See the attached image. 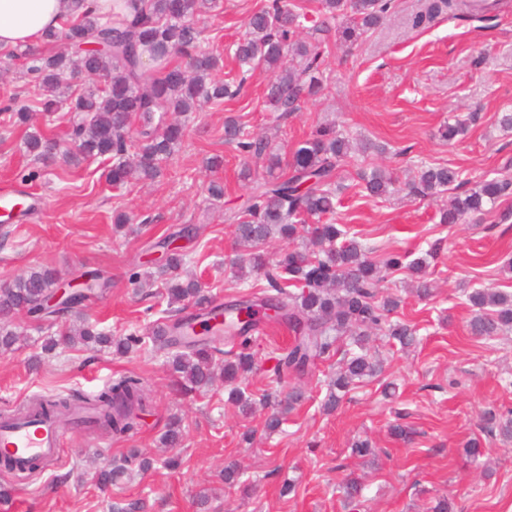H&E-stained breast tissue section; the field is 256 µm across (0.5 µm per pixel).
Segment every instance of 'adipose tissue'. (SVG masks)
<instances>
[{"mask_svg":"<svg viewBox=\"0 0 512 512\" xmlns=\"http://www.w3.org/2000/svg\"><path fill=\"white\" fill-rule=\"evenodd\" d=\"M69 9V0H0V49L37 45Z\"/></svg>","mask_w":512,"mask_h":512,"instance_id":"ef3b65f1","label":"adipose tissue"}]
</instances>
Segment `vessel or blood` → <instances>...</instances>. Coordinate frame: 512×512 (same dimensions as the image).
Masks as SVG:
<instances>
[{"mask_svg": "<svg viewBox=\"0 0 512 512\" xmlns=\"http://www.w3.org/2000/svg\"><path fill=\"white\" fill-rule=\"evenodd\" d=\"M65 432L66 426L63 422L49 417L35 423L2 420L0 456H10L19 469L31 461L57 463L62 455Z\"/></svg>", "mask_w": 512, "mask_h": 512, "instance_id": "b4317fda", "label": "vessel or blood"}]
</instances>
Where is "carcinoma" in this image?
Returning a JSON list of instances; mask_svg holds the SVG:
<instances>
[{
    "label": "carcinoma",
    "mask_w": 512,
    "mask_h": 512,
    "mask_svg": "<svg viewBox=\"0 0 512 512\" xmlns=\"http://www.w3.org/2000/svg\"><path fill=\"white\" fill-rule=\"evenodd\" d=\"M85 0H71V13L59 31L45 34L53 43L64 36L68 50L42 54L32 48H14L0 53V61L19 66L20 74L34 88L28 103L0 107L3 121L13 127H27L24 143L35 163L63 162L78 165L83 160L112 161L106 179L124 186L133 175L153 181L163 173V164L182 146L186 122L181 117L198 112L202 104L221 106L224 99L240 95L244 80H219L224 56L203 45L200 17L219 8L220 0H116L113 18L107 21L83 8ZM393 0H264L248 18L245 36L235 44L233 57L242 73L257 68L272 74L265 103L283 115L300 110L302 103L323 89L325 55L328 45L316 35L331 31V24L347 17L350 24L336 31L340 42L354 43L373 29L390 12ZM464 0H432L427 12L414 17L420 25L444 10L453 13ZM72 115L68 130L77 152H60L52 147L49 132L30 128L29 114L48 115L61 109ZM224 140L233 143L244 158L266 164L268 177L258 181L235 214L234 234L249 247L231 259L239 272L263 277L271 291L263 293L265 305L275 315L267 321L285 322L295 332V342L279 360L285 371L305 372L309 363L330 357L348 336L362 348L368 331L387 330L401 346L417 340V330L390 316L399 306L392 297L379 298L381 284L403 268L418 277L417 293L427 296L429 282L424 270L440 252L435 242L423 257L408 260L405 253L391 252L377 259L373 249L359 242L350 229L335 222L336 178L350 163L353 144L349 137L331 126H320L293 153L288 172L278 173L281 158L271 150L268 138L243 131L234 120L224 124ZM361 189L371 198L382 199L395 191L390 171L375 166L358 173ZM459 172L446 166L425 165L417 178L406 185L409 194L422 199L439 196L455 183ZM512 197L511 178H491L455 196L440 211V223L457 224L465 217L482 220L484 204ZM305 241V247L287 250L275 257L266 246L275 239ZM184 259L181 250H171L157 268L166 316L153 332L154 351H167L170 365L181 387L188 390L208 384L212 378L213 355L222 350L210 345L214 337L231 345L224 360L222 377L229 386L228 399L243 412L252 399L241 387L255 369L252 335L261 319H239L240 303L224 306V325L209 326L215 307L207 306L200 283L177 274ZM84 287L77 289L61 307L48 310L45 301L59 288L55 270L33 269L0 286V351L14 350L17 333L11 320L17 314L38 322L54 321L69 314L81 319L69 330L66 340L88 347H113L127 354L147 344L141 336L115 339L82 318L77 308L102 291L106 283L94 272H85ZM477 311L470 323L476 336H493L512 328V294L496 289H474L467 294ZM196 314H184L188 305ZM382 362L366 353L351 357L336 373L323 404L335 411L343 393L366 377L382 373ZM302 394L293 392L288 401L266 395L273 411L264 421L267 432L280 429L284 415ZM96 409L93 425L125 436L138 426L146 406L141 380L121 376L92 398ZM76 400L55 395L29 402L18 409L36 417H67Z\"/></svg>",
    "instance_id": "obj_1"
}]
</instances>
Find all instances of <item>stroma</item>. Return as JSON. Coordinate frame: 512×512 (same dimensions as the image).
<instances>
[{
	"label": "stroma",
	"mask_w": 512,
	"mask_h": 512,
	"mask_svg": "<svg viewBox=\"0 0 512 512\" xmlns=\"http://www.w3.org/2000/svg\"><path fill=\"white\" fill-rule=\"evenodd\" d=\"M261 0H224L203 18L210 49L225 51L245 30ZM483 17L436 16L414 25L429 0H396L383 24L357 44L331 45L326 85L295 114L277 118L263 102L269 74L253 72L244 97L193 114L180 150L154 184L115 187L100 163H59L32 169L20 131L0 122V190L18 188L41 197L38 209L21 222L0 223V285L33 267L48 266L62 279L95 270L110 286L84 314L115 337L143 335L161 317L166 301L159 286L146 287L147 272L162 260L156 243L186 224L197 228L185 242V269L201 282L214 304L261 293L263 279L234 277L227 264L236 252L234 215L249 196L263 165H245L224 140V121L235 118L246 131L272 137L282 162L319 125L335 123L354 138L383 145L384 154L356 157L339 175L336 220L378 253L425 255L434 240L442 250L427 277L436 284L427 298L411 292L410 272L401 270L384 283L383 293L400 295L396 318L415 324L419 339L405 350L387 336L368 346L385 364L378 377L356 383L341 406L326 413L328 384L357 346L342 340L339 353L310 365L304 376L276 378L277 356L285 354L293 332L285 324L264 321L253 336L256 370L244 386L253 398L265 392L287 397L301 391L302 401L285 416L278 433L263 430V413L245 417L228 402L223 384L188 393L174 389L165 354L143 349L120 355L110 349L59 345L44 352L47 337L59 336L60 322L35 324L16 316L21 334L14 351L0 353V409L32 397L82 392L93 395L124 375L142 379L150 405L138 430L116 438L80 425L68 428L62 460L35 477L17 480L0 473L11 497L0 512H110L112 503H137L139 512H431L436 498L448 497L453 512H512V438L488 432L484 417L512 413V330L475 336L474 315L466 297L474 288L512 293V279L500 264L512 252V199L491 205L483 223L440 224L443 198L412 199L404 192L386 200L364 196L358 168L381 165L404 182L421 164L461 171L469 183L512 176V129L500 119L512 113V0H487ZM478 113L465 135L442 141L444 123ZM221 156L210 169L208 158ZM224 183V205L208 200L210 180ZM131 221L114 232L112 216ZM395 394L384 397L386 384ZM414 429L411 442L396 439V419ZM179 420L180 448L162 447L169 422ZM480 439L482 453L472 459L464 446ZM369 440L374 453L351 456L356 440ZM179 456L172 471L164 458ZM150 458L141 470V458ZM126 460L127 471L108 487L99 471ZM237 463L249 494L225 484L224 467ZM364 483L361 496L344 501L341 485L350 477ZM295 486L285 495L283 483ZM212 490L206 507L198 494Z\"/></svg>",
	"instance_id": "35a3bbf8"
}]
</instances>
